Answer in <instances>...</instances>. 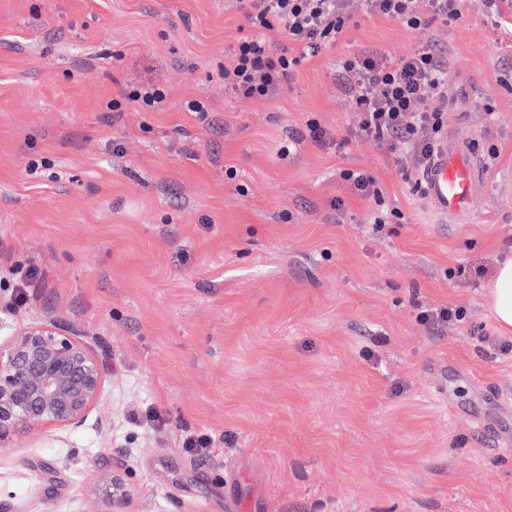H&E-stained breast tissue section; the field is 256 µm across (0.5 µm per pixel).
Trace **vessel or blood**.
I'll list each match as a JSON object with an SVG mask.
<instances>
[{
	"mask_svg": "<svg viewBox=\"0 0 512 512\" xmlns=\"http://www.w3.org/2000/svg\"><path fill=\"white\" fill-rule=\"evenodd\" d=\"M484 171L470 143L446 138L419 176L422 193L443 223L459 224L470 213Z\"/></svg>",
	"mask_w": 512,
	"mask_h": 512,
	"instance_id": "vessel-or-blood-1",
	"label": "vessel or blood"
}]
</instances>
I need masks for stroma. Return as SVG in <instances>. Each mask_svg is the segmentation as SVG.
I'll use <instances>...</instances> for the list:
<instances>
[{
    "instance_id": "35a3bbf8",
    "label": "stroma",
    "mask_w": 512,
    "mask_h": 512,
    "mask_svg": "<svg viewBox=\"0 0 512 512\" xmlns=\"http://www.w3.org/2000/svg\"><path fill=\"white\" fill-rule=\"evenodd\" d=\"M250 32L234 0H0V343L50 319L108 375L83 427L0 446V512H93L115 470L130 512H512V334L484 299L512 258V36L481 0L417 30L359 12L256 100L214 79ZM430 45L456 98L444 133L489 162L453 230L418 169L358 134L336 76ZM146 83L164 109L107 122ZM345 169L400 223L373 232ZM459 305L465 322L419 320ZM340 175L354 191L364 196L373 197L376 209L373 213L372 224L377 232H380L385 224H393L395 219L401 218L399 212L386 206L382 190L375 187V181L369 173L362 170L347 169L342 171Z\"/></svg>"
}]
</instances>
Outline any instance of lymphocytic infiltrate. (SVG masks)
<instances>
[{
  "instance_id": "obj_1",
  "label": "lymphocytic infiltrate",
  "mask_w": 512,
  "mask_h": 512,
  "mask_svg": "<svg viewBox=\"0 0 512 512\" xmlns=\"http://www.w3.org/2000/svg\"><path fill=\"white\" fill-rule=\"evenodd\" d=\"M238 4L254 33L238 41L219 77L234 94L267 99L281 90L302 63L335 44L351 19L352 0H238ZM430 4L425 13L418 0H362L366 12L411 29L463 16L464 0H430ZM269 31L284 34L292 50L267 41ZM339 75L359 112V134L409 158L415 167H425L442 137L443 114L434 103L448 95L444 53L426 48L380 59L355 55L341 60ZM341 177L354 191L373 197L375 230L398 219L369 173L347 169Z\"/></svg>"
}]
</instances>
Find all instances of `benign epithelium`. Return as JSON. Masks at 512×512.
<instances>
[{"label": "benign epithelium", "mask_w": 512, "mask_h": 512, "mask_svg": "<svg viewBox=\"0 0 512 512\" xmlns=\"http://www.w3.org/2000/svg\"><path fill=\"white\" fill-rule=\"evenodd\" d=\"M107 374L94 345L56 322L32 323L0 345V443L33 427H82L98 404ZM99 512H127L125 479L107 475L92 489Z\"/></svg>", "instance_id": "7a95c632"}]
</instances>
